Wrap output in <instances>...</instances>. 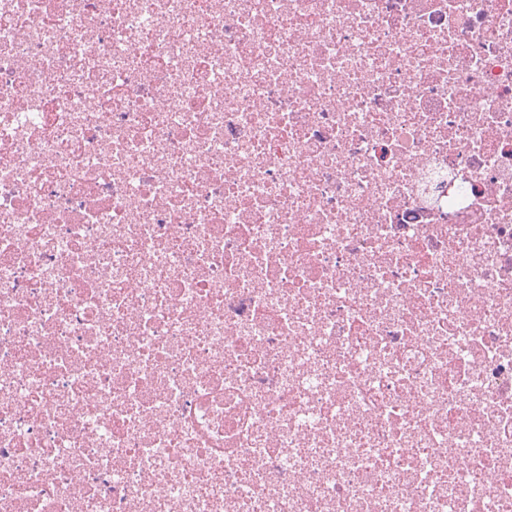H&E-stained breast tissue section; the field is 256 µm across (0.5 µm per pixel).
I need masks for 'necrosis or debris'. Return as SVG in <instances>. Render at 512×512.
I'll return each mask as SVG.
<instances>
[{
	"mask_svg": "<svg viewBox=\"0 0 512 512\" xmlns=\"http://www.w3.org/2000/svg\"><path fill=\"white\" fill-rule=\"evenodd\" d=\"M0 512H512V0H0Z\"/></svg>",
	"mask_w": 512,
	"mask_h": 512,
	"instance_id": "obj_1",
	"label": "necrosis or debris"
}]
</instances>
